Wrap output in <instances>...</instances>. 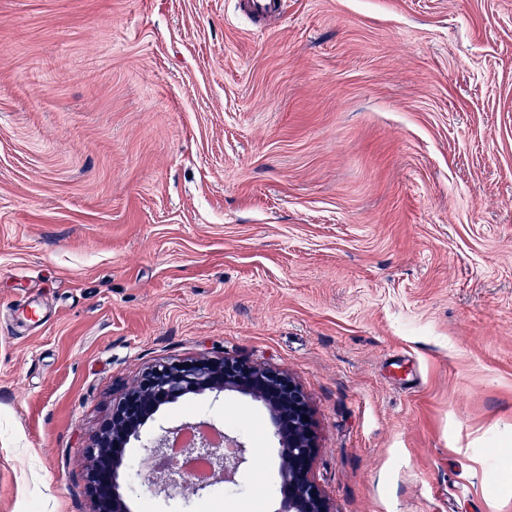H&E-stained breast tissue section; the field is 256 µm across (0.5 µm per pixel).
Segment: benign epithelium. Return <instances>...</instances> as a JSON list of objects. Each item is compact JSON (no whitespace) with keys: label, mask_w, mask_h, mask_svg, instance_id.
<instances>
[{"label":"benign epithelium","mask_w":512,"mask_h":512,"mask_svg":"<svg viewBox=\"0 0 512 512\" xmlns=\"http://www.w3.org/2000/svg\"><path fill=\"white\" fill-rule=\"evenodd\" d=\"M236 392L263 404L280 446V464L275 491L279 495L276 512H330L325 498L311 478L316 454L312 422L306 395L284 373L270 367L247 364L230 357L199 358L189 361L159 362L147 368L136 384L112 405L92 445L93 464L87 476L93 512H131L128 501L134 478L141 464L127 456L126 449L137 443L144 459L155 462L148 490L170 498L189 487L203 491L211 484L178 481V463L167 454V443L182 429L160 427V433L143 438L142 430L160 410L189 395ZM235 452L224 454L201 441L200 448L210 454L213 468L224 486L238 485V475L249 463L251 448L232 438Z\"/></svg>","instance_id":"7a95c632"}]
</instances>
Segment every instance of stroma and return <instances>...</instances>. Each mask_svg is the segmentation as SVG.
I'll use <instances>...</instances> for the list:
<instances>
[{
    "mask_svg": "<svg viewBox=\"0 0 512 512\" xmlns=\"http://www.w3.org/2000/svg\"><path fill=\"white\" fill-rule=\"evenodd\" d=\"M222 355L332 512H512V0H0V512H91L113 399ZM190 419L267 470L133 512H272L265 408Z\"/></svg>",
    "mask_w": 512,
    "mask_h": 512,
    "instance_id": "stroma-1",
    "label": "stroma"
}]
</instances>
